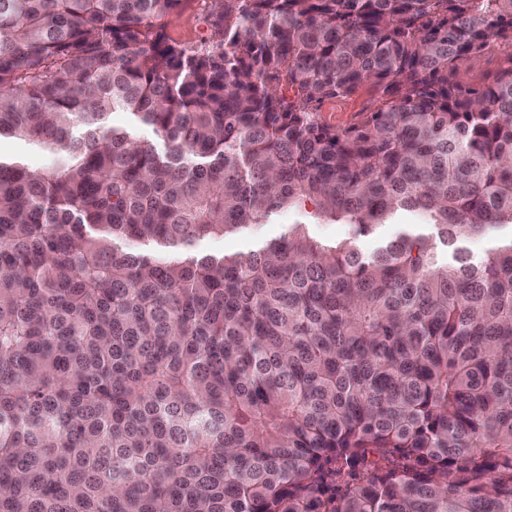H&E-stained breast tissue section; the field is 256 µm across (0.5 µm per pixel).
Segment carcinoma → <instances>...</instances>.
Returning <instances> with one entry per match:
<instances>
[{
	"instance_id": "obj_1",
	"label": "carcinoma",
	"mask_w": 512,
	"mask_h": 512,
	"mask_svg": "<svg viewBox=\"0 0 512 512\" xmlns=\"http://www.w3.org/2000/svg\"><path fill=\"white\" fill-rule=\"evenodd\" d=\"M181 3L0 0V512H512V0ZM211 12L210 0H184L180 12L165 28L167 38L185 47L207 42L212 35ZM504 61V54L492 47L484 54L467 59L454 78L464 83L487 82L493 79ZM372 102L373 90L365 87L351 96L325 100L320 117L325 124L346 128L355 124L362 112L370 109ZM0 150L4 156L21 155L26 157L28 163L33 168H41L49 161L45 155L32 150L22 142H6L2 144ZM300 221L302 218L296 209L281 210L266 224H254L241 233L224 238H204L197 242L196 249L202 253L247 252L255 243L275 238L288 224H296ZM421 216L416 212H403L399 214L393 224H387L379 235L365 236L358 239L357 245L362 252L371 253L378 248L384 237L391 236L410 224H421ZM512 235V225L504 224L494 226L487 230L483 235L471 237L467 242V247L476 256H486L487 250L491 247L492 241L498 238L509 237Z\"/></svg>"
}]
</instances>
